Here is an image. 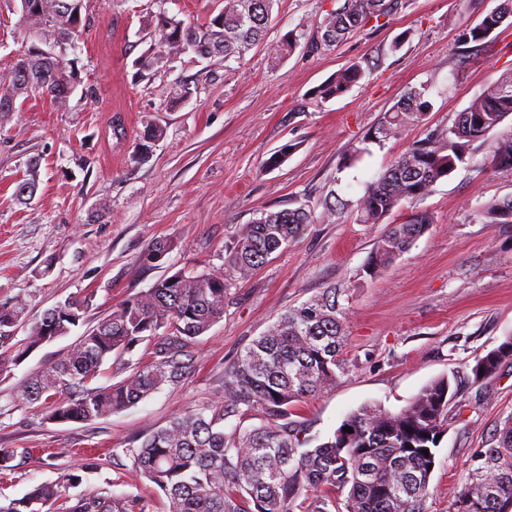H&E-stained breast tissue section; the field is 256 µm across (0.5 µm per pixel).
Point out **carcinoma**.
I'll return each mask as SVG.
<instances>
[{"instance_id": "obj_1", "label": "carcinoma", "mask_w": 512, "mask_h": 512, "mask_svg": "<svg viewBox=\"0 0 512 512\" xmlns=\"http://www.w3.org/2000/svg\"><path fill=\"white\" fill-rule=\"evenodd\" d=\"M35 12L25 17L33 31L52 41L46 56L21 54L0 76V113L18 110V99L47 98L65 105L75 87L74 72L54 47L73 42L80 27L76 10L87 12L91 0H29ZM278 0H218L209 21L199 27L164 9L148 17L154 26L157 52L140 63V75L154 68L161 56L192 53L202 59L241 61L260 41ZM404 0H343L317 26L311 47L334 45L353 31L389 16ZM512 0L486 14L463 33L464 42L483 44L509 18ZM299 36L287 33L271 48L275 62L291 54ZM370 66L354 61L339 69L320 94L339 96L357 84ZM426 88L412 90L406 100L384 113L366 140L379 145L400 138L424 121L429 107ZM512 115V72L490 82L458 113L451 128H438L413 142L363 195L348 204L362 224H380L404 200L428 195L464 159L466 144L484 139ZM163 130L148 123L135 143L132 159L149 158ZM491 163L512 172V134L496 140ZM37 164L16 194L34 193ZM342 201L327 196L317 218L299 207L264 211L241 227L224 257V271L200 275L177 272L130 297L94 325L60 358L28 378L19 397L46 419L59 424L87 423L131 407L161 389L176 384L185 373L180 357L197 337L224 317V300L234 278L244 279L270 256L299 240L318 222L340 215ZM487 224H512V199L494 201L481 212ZM432 224L417 212L393 224L377 242L363 268L373 279L408 250ZM165 239L151 241L140 257L145 266L161 260ZM350 289L325 288L278 316L224 368V391L207 407L180 413L165 426L138 437L123 449L131 471L154 484L168 501V512H428L429 481L436 465L438 435L448 431L449 415L460 385H481L512 362V339L474 359L462 370L439 376L397 412L379 403L351 412L331 436L312 445L313 438L291 419L296 403L327 391L348 374L343 357L344 321ZM90 297L74 298L46 309L28 336L13 344L14 332L27 316V301L15 297L0 302V375L10 371L33 349L69 334L85 322ZM163 339L157 353L166 360L137 367L126 378L100 385L103 366L121 361L141 344ZM245 404L262 409L271 422L245 427L238 422L224 430L228 407ZM350 427L348 433L344 428ZM428 450L423 454L422 450ZM29 448H0V478L15 471L16 457ZM76 471H64L52 483L32 487L23 497L0 503V512H43L57 501L62 512H134L135 499L110 491L66 496L80 484ZM512 506V415L498 429L496 443L480 449L462 488L452 497L449 512H506Z\"/></svg>"}]
</instances>
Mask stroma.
<instances>
[{
	"label": "stroma",
	"instance_id": "stroma-1",
	"mask_svg": "<svg viewBox=\"0 0 512 512\" xmlns=\"http://www.w3.org/2000/svg\"><path fill=\"white\" fill-rule=\"evenodd\" d=\"M499 3L406 0L400 12L313 50L306 41L336 0H279L264 42L243 61L228 66L183 55L161 60L143 78L138 62L154 43L144 19L161 7L154 0H93L85 30L65 51L78 76L66 106L33 98L0 116V300L26 299L32 321L58 302L88 295L85 321L93 324L163 277L222 269L225 244L263 211L302 207L318 214L331 191L356 200L409 144L452 127L486 83L512 70V25L484 45L461 42ZM407 30L411 40L391 51ZM290 31L302 33L303 42L272 64L270 45ZM40 41L26 27L19 0H0V73ZM356 60L372 63L358 85L338 97L318 96L320 85ZM183 81L192 97L170 104L171 86ZM423 85L430 103L423 125L380 146L364 144L383 113ZM148 122L164 137L136 164L130 155ZM511 131L512 116L466 149L429 195L401 202L383 223L362 224L344 212L311 225L250 277L233 281L223 319L197 338L181 382L135 406L88 423L47 422L17 390L82 330L32 351L0 377V448L64 454L17 460L5 494L19 498L55 481L92 449L98 466L83 472L70 496L108 489L135 496L136 512H166L164 495L129 472L124 448L172 416L210 404L229 362L281 313L333 285L353 291L345 320L350 371L299 404L295 418L312 436L326 437L370 402L399 410L431 380L512 337V224L477 217L483 204L512 197V173L491 163L494 142ZM287 144L294 147L288 160L267 168L269 156ZM361 144L366 152L344 165ZM33 162L37 190L18 200L16 187ZM419 211L433 218L427 232L375 281L362 282L386 226ZM161 238L174 249L142 265L141 253ZM454 412L430 478V512H448L474 452L490 447L512 415V362L482 386L464 389Z\"/></svg>",
	"mask_w": 512,
	"mask_h": 512
}]
</instances>
